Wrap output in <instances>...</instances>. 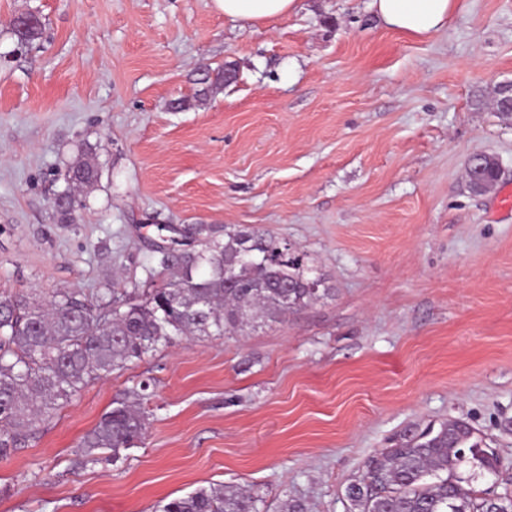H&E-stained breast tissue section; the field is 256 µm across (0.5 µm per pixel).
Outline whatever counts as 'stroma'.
Masks as SVG:
<instances>
[{
  "instance_id": "1",
  "label": "stroma",
  "mask_w": 512,
  "mask_h": 512,
  "mask_svg": "<svg viewBox=\"0 0 512 512\" xmlns=\"http://www.w3.org/2000/svg\"><path fill=\"white\" fill-rule=\"evenodd\" d=\"M24 13L44 25L27 46ZM510 81L512 0H460L426 38L372 0L248 25L213 0H0V299L142 287L159 224L260 228L331 289L91 382L0 458V512H158L219 484L261 512H348L367 457L450 419L501 461L475 489L512 491V124L492 107ZM84 152L100 181L78 223H56ZM477 152L502 165L482 195L464 177ZM139 387L142 439L76 467ZM13 33L19 43L28 44L41 38L43 25L37 15L27 13V15L18 18Z\"/></svg>"
}]
</instances>
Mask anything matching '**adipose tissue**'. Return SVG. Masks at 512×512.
I'll return each instance as SVG.
<instances>
[{"label": "adipose tissue", "mask_w": 512, "mask_h": 512, "mask_svg": "<svg viewBox=\"0 0 512 512\" xmlns=\"http://www.w3.org/2000/svg\"><path fill=\"white\" fill-rule=\"evenodd\" d=\"M377 18L389 29L428 37L444 29L458 0H373ZM298 0H214L225 17L240 22L272 19L295 11Z\"/></svg>", "instance_id": "adipose-tissue-1"}]
</instances>
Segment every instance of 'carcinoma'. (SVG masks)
Here are the masks:
<instances>
[{
    "label": "carcinoma",
    "mask_w": 512,
    "mask_h": 512,
    "mask_svg": "<svg viewBox=\"0 0 512 512\" xmlns=\"http://www.w3.org/2000/svg\"><path fill=\"white\" fill-rule=\"evenodd\" d=\"M21 44L43 34L40 18H18ZM99 180L97 166L76 159L67 187L53 201L58 224H75L83 193ZM304 256L254 227L205 224L148 268L145 288L109 303L61 291L45 304L20 295L0 300V457L26 441L43 418L91 382L142 359L160 345L244 332L276 322L328 294ZM143 394L116 401L80 444L76 465L129 449L142 437L147 416ZM498 471L499 458L461 419L406 431L390 448L369 457L362 477L346 487L349 512H512V495L463 486ZM162 512H260L250 493L219 485L199 489L163 506Z\"/></svg>",
    "instance_id": "cac0c4a2"
}]
</instances>
